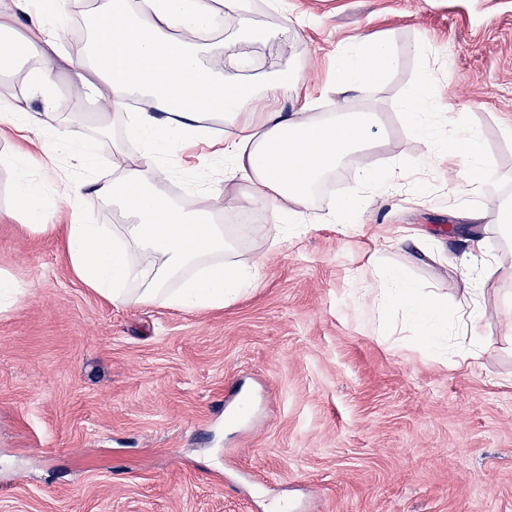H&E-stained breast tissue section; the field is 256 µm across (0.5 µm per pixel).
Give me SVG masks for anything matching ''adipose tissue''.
I'll list each match as a JSON object with an SVG mask.
<instances>
[{
    "label": "adipose tissue",
    "instance_id": "adipose-tissue-1",
    "mask_svg": "<svg viewBox=\"0 0 512 512\" xmlns=\"http://www.w3.org/2000/svg\"><path fill=\"white\" fill-rule=\"evenodd\" d=\"M31 4L40 23L31 34L10 35L4 43L22 46L29 89L41 95L43 108L30 112L23 102H14L11 123L17 131L33 134L50 162L77 157L84 170L39 184L22 174L15 194L43 232L56 226L50 198L60 195L68 212L66 255L71 268L112 305L161 301L184 311L220 308L261 281L259 265L231 260L252 250L254 229L215 221V214L224 210L215 181L194 183L191 194L175 202L163 192L171 175L165 158L184 141L218 139L215 156L224 162L225 179L241 176L250 181L252 191L244 205L269 211L271 222L264 230L278 242L312 223L306 208L314 186L381 143L379 113L355 108L354 103L395 66L400 49L388 39L371 33L356 37L352 46H337L332 72L336 99L328 116L316 117L304 105L260 112L256 106L264 88L247 82L225 87L222 76L206 63L205 47L193 39L216 21L209 0H93L88 42L71 64L69 81L76 89L105 94L106 110L93 123L104 129L109 110L118 111L123 139L134 144L135 156L113 178L90 177L85 170L98 139L60 126L53 106L50 65L60 54L65 24L44 23V16L54 12L53 0ZM175 28L182 38L171 37ZM419 57L414 88L398 110L412 133L429 142L432 162L449 163L467 196L487 198L492 172L484 137L466 124L434 81L428 53ZM136 94L150 99L151 110L126 111L127 99ZM90 197L119 207L130 223L115 228L92 223L84 209ZM200 197L209 200V208H197ZM462 284L451 317L439 296L420 295L398 273H388L376 294L381 334L391 328L392 308L401 306L411 312L417 342L431 359L458 364L480 359L486 348L478 337L456 344L449 336L450 327L463 330L483 316L471 273H464Z\"/></svg>",
    "mask_w": 512,
    "mask_h": 512
}]
</instances>
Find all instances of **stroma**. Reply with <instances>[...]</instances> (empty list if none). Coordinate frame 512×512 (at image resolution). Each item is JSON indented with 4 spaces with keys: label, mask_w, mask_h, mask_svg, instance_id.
<instances>
[{
    "label": "stroma",
    "mask_w": 512,
    "mask_h": 512,
    "mask_svg": "<svg viewBox=\"0 0 512 512\" xmlns=\"http://www.w3.org/2000/svg\"><path fill=\"white\" fill-rule=\"evenodd\" d=\"M265 39L239 37L220 12L204 32L224 80L267 85L295 66L303 79L263 99L272 112L310 102L328 111L338 43L376 33L405 47L369 87L384 144L370 160L420 164L427 144L398 101L414 86V45L432 54L434 80L481 129L497 197H512V0H253ZM237 39L256 65L229 68ZM63 42L53 63L62 124L103 112L67 84ZM211 150L192 141L168 160L173 178H210ZM17 171L0 166V273L21 285L0 310V512H512V242L497 210L463 213L455 173L372 193L355 223L312 224L291 241L259 237L260 284L221 308L113 306L73 274L62 233L33 230L16 199ZM402 228L426 250L387 248ZM485 229L498 271L482 285L472 365L413 348L406 309L400 343L376 334V268L456 300L466 238Z\"/></svg>",
    "instance_id": "35a3bbf8"
}]
</instances>
